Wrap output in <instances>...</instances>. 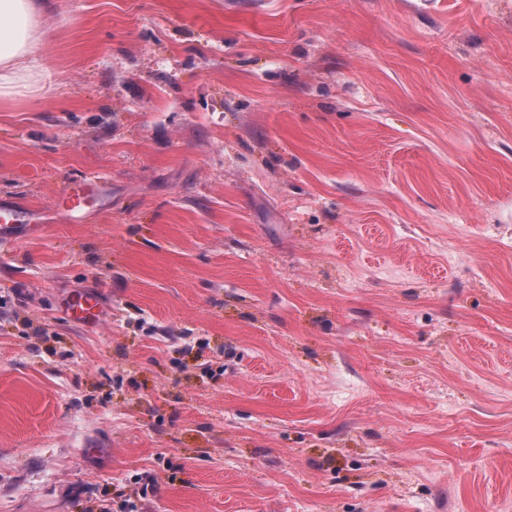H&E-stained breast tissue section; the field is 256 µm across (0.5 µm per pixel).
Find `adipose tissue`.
<instances>
[{
	"label": "adipose tissue",
	"instance_id": "adipose-tissue-1",
	"mask_svg": "<svg viewBox=\"0 0 512 512\" xmlns=\"http://www.w3.org/2000/svg\"><path fill=\"white\" fill-rule=\"evenodd\" d=\"M40 15L32 0H0V99L37 86L33 45Z\"/></svg>",
	"mask_w": 512,
	"mask_h": 512
}]
</instances>
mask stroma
I'll use <instances>...</instances> for the list:
<instances>
[{"mask_svg": "<svg viewBox=\"0 0 512 512\" xmlns=\"http://www.w3.org/2000/svg\"><path fill=\"white\" fill-rule=\"evenodd\" d=\"M35 55L0 512H512V0H46ZM101 179L98 176L85 178L69 184L57 198L55 206L61 210L67 224H81L90 214L89 200L100 198L103 193ZM70 316L92 322L96 325L105 319L103 305L95 293H80L65 308Z\"/></svg>", "mask_w": 512, "mask_h": 512, "instance_id": "35a3bbf8", "label": "stroma"}]
</instances>
